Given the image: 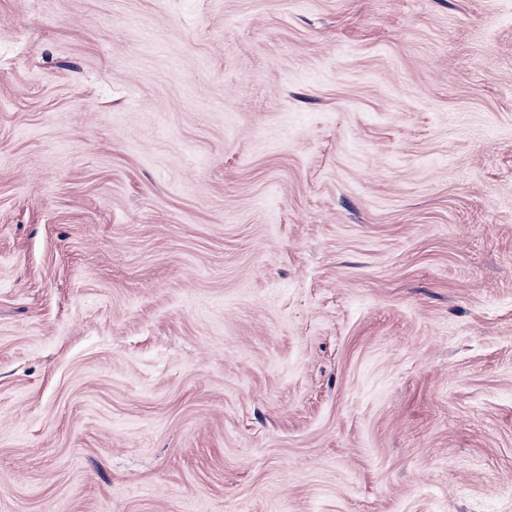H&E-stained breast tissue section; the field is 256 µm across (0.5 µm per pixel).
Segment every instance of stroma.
<instances>
[{"label": "stroma", "mask_w": 512, "mask_h": 512, "mask_svg": "<svg viewBox=\"0 0 512 512\" xmlns=\"http://www.w3.org/2000/svg\"><path fill=\"white\" fill-rule=\"evenodd\" d=\"M0 512H512V0H0Z\"/></svg>", "instance_id": "obj_1"}]
</instances>
